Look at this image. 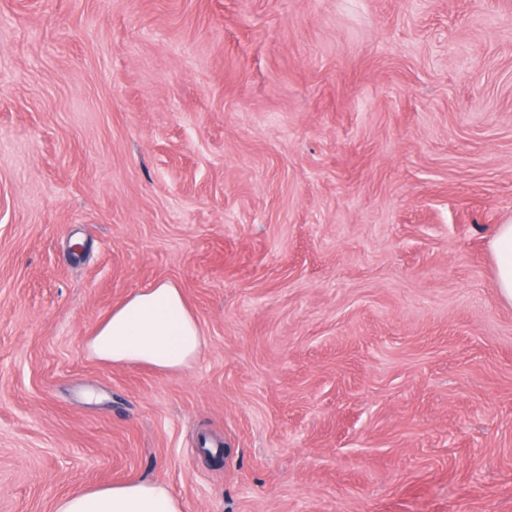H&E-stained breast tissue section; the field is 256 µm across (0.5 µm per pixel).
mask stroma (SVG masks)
I'll list each match as a JSON object with an SVG mask.
<instances>
[{"mask_svg": "<svg viewBox=\"0 0 512 512\" xmlns=\"http://www.w3.org/2000/svg\"><path fill=\"white\" fill-rule=\"evenodd\" d=\"M511 220L512 0H0V512H512ZM512 222L498 225L491 248L495 262L494 285L501 302L512 306ZM202 346L201 328L170 282L142 289L113 307L86 344L98 361L146 365L160 373L183 370ZM54 512H183L167 486L151 481L87 486L61 497Z\"/></svg>", "mask_w": 512, "mask_h": 512, "instance_id": "35a3bbf8", "label": "stroma"}]
</instances>
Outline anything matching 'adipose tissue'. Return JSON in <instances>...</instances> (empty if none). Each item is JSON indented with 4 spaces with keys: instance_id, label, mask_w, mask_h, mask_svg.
<instances>
[{
    "instance_id": "ef3b65f1",
    "label": "adipose tissue",
    "mask_w": 512,
    "mask_h": 512,
    "mask_svg": "<svg viewBox=\"0 0 512 512\" xmlns=\"http://www.w3.org/2000/svg\"><path fill=\"white\" fill-rule=\"evenodd\" d=\"M491 248L494 285L512 306V224L498 225ZM201 328L179 288L159 282L112 308L88 337V353L113 365H146L161 373L183 370L200 354ZM54 512H183L167 486L151 481L87 486L61 497Z\"/></svg>"
}]
</instances>
